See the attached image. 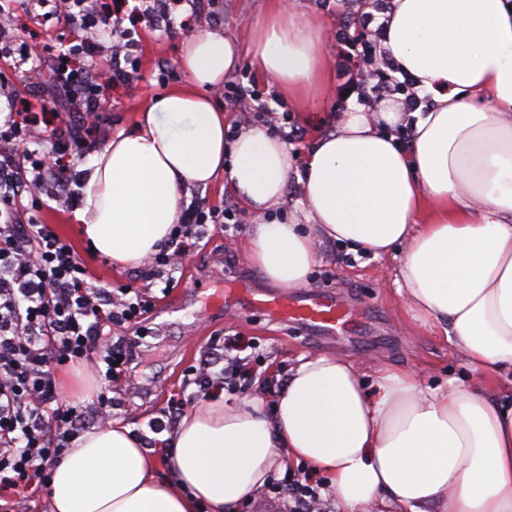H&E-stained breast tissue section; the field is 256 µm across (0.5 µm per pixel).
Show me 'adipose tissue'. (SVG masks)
I'll return each instance as SVG.
<instances>
[{
	"mask_svg": "<svg viewBox=\"0 0 512 512\" xmlns=\"http://www.w3.org/2000/svg\"><path fill=\"white\" fill-rule=\"evenodd\" d=\"M325 33L284 0L252 30L255 68L302 109L329 79ZM383 47L430 109L341 113L307 153L304 223L261 219L283 204L293 159L260 126L227 144L212 92L237 67L236 41L209 31L184 43L186 86L152 98L95 154L76 218L98 253L135 265L179 223L183 190L220 176L259 214L246 251L281 287L303 286L323 245L376 259L403 247L395 282L408 309L474 377L431 389L314 356L274 406L197 405L161 451L118 421L85 433L52 469L50 512H238L284 456L327 477L336 512H512V0H393ZM402 124L406 146L393 133ZM163 462L172 478L158 477Z\"/></svg>",
	"mask_w": 512,
	"mask_h": 512,
	"instance_id": "obj_1",
	"label": "adipose tissue"
}]
</instances>
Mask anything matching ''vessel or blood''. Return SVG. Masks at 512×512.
<instances>
[{"label":"vessel or blood","instance_id":"1","mask_svg":"<svg viewBox=\"0 0 512 512\" xmlns=\"http://www.w3.org/2000/svg\"><path fill=\"white\" fill-rule=\"evenodd\" d=\"M214 307L234 305L255 310L284 323L324 336L358 327L353 307L332 293L307 294L297 291L256 297L248 288L229 290L212 298Z\"/></svg>","mask_w":512,"mask_h":512}]
</instances>
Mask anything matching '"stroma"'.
I'll use <instances>...</instances> for the list:
<instances>
[{
    "label": "stroma",
    "mask_w": 512,
    "mask_h": 512,
    "mask_svg": "<svg viewBox=\"0 0 512 512\" xmlns=\"http://www.w3.org/2000/svg\"><path fill=\"white\" fill-rule=\"evenodd\" d=\"M266 6V0H203L200 11L187 5L180 8L176 20L183 23V30L167 34L161 28L139 24V70L125 83H107L99 88L100 112L95 131H88L83 113L74 112L49 125L47 136L84 134L85 146L79 163L89 164L106 143L132 127L149 96L186 84L187 77L180 67L186 33L213 31L237 39L238 66L231 77L225 78V88L256 89L262 103L277 112L288 113L291 127L302 134L301 139L289 141L288 147L294 163H301L314 138L335 127L340 105L339 80L330 77L326 84L313 89L308 111L290 109L280 87L253 65L255 47L250 33ZM290 6L296 13L316 16L325 24L329 35L324 54L328 64H335L338 47L333 33L343 19L338 0H290ZM12 8L11 30L19 40L55 43L62 26L44 16L37 0H13ZM4 67L9 70V79L0 85L1 112L15 103L28 105L35 112H53L54 91L47 69L30 61L12 70L7 60L0 59V69ZM72 191L71 205L44 199L40 208L21 209L20 223L52 225L73 245L77 258L90 272L93 287H147L149 263L114 266L81 238L75 213L84 205V194L78 185ZM244 239L241 230L209 231L183 257L177 286L158 300L151 312L129 372L112 383V396L119 404L114 417L130 425L133 431H146L151 419L196 392V385L188 381L189 367L196 364L209 346L227 336L236 338L240 346L256 347L264 357L260 374L253 378L246 393L209 392V399L221 398L228 404L244 395L274 401L292 368L306 358L323 354L403 370L431 387L444 388L450 379L470 377L469 367L451 343L416 320L405 307L397 285L387 282L386 276L395 265L389 256L375 259L362 253L349 254L338 244L319 248L307 288L313 292H333L352 302L360 326L349 336L319 341L301 329L272 322L259 313L212 311L209 297L219 290L237 287L240 281H252L255 287L265 290L273 287L249 260ZM51 379L61 399L74 406L94 402L102 387L98 379L80 366L56 367Z\"/></svg>",
    "instance_id": "obj_1"
}]
</instances>
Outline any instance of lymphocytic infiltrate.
Masks as SVG:
<instances>
[{"label":"lymphocytic infiltrate","mask_w":512,"mask_h":512,"mask_svg":"<svg viewBox=\"0 0 512 512\" xmlns=\"http://www.w3.org/2000/svg\"><path fill=\"white\" fill-rule=\"evenodd\" d=\"M59 19L80 28H93L112 44V64H99L97 45L87 51V66L73 65V52L52 44L34 47L32 60L53 59L57 86L66 92L70 109L94 111L102 83H121L137 72L130 27L140 20L161 17L173 29L175 12L188 0H112L108 10L89 0H52ZM384 24L364 14L357 29L338 27L336 41L344 51L336 60L342 99L357 97L370 104L382 100L404 83L380 49ZM45 117L36 112L10 111L0 127V512H22L30 492L44 487L67 442L89 427L90 417L107 420L114 408L100 393L93 410L60 401L48 373L50 366L83 363L92 373L112 381L128 371L135 354L134 331L140 330L154 298L149 291L125 284L93 289L88 271L72 245L46 224H21L16 219L23 195L32 204L41 196L70 203V186L81 175L64 164L63 156L78 153L79 142L55 141L50 153L34 150L41 141ZM241 223L234 206L217 209L204 200L185 208L174 225L168 246L154 255L151 279L172 291L177 284L179 256L186 254L207 225L236 228ZM200 390L247 389L242 359L219 349L205 352L191 367ZM285 512H327L321 484L291 479L276 487Z\"/></svg>","instance_id":"obj_1"}]
</instances>
